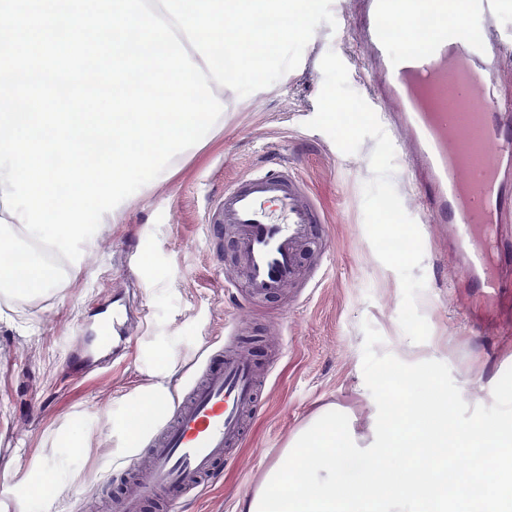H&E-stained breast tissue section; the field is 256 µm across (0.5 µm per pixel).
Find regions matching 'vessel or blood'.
<instances>
[{
	"mask_svg": "<svg viewBox=\"0 0 512 512\" xmlns=\"http://www.w3.org/2000/svg\"><path fill=\"white\" fill-rule=\"evenodd\" d=\"M511 9L512 0H366L368 70L393 100L399 162L417 184V204L466 247L460 281L491 300L503 287L491 272L505 251L499 227L512 222V197L501 179L503 166L512 165V100L494 94L499 60L512 47L497 19ZM474 16L483 18L486 38L471 37ZM412 21L426 37L404 35ZM325 222L306 181L283 164L225 183L205 218L209 237L235 231L254 299L298 283L301 247ZM259 402L255 357L209 352L181 398L155 400L163 424L146 440L144 464L115 512H140L158 497L168 512H181L184 498L244 438V418Z\"/></svg>",
	"mask_w": 512,
	"mask_h": 512,
	"instance_id": "vessel-or-blood-1",
	"label": "vessel or blood"
}]
</instances>
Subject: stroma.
<instances>
[{
  "instance_id": "1",
  "label": "stroma",
  "mask_w": 512,
  "mask_h": 512,
  "mask_svg": "<svg viewBox=\"0 0 512 512\" xmlns=\"http://www.w3.org/2000/svg\"><path fill=\"white\" fill-rule=\"evenodd\" d=\"M342 10L343 25L320 24L299 66L273 85L245 97L215 88L224 101L223 128L103 216L83 245L76 277L34 297L0 296V480L29 486L28 512H86L71 491L97 482L105 497L98 512H108L107 498L122 491L160 422L148 401L151 386L179 390L207 349L229 345L233 321L243 344L263 358L261 408L242 444L230 448L222 479L205 485L182 512H238L321 407L351 414L336 437L340 447L373 443L377 407L362 372L363 322L383 337L377 354L444 362L469 406L492 405L494 385L512 367V310L491 308L476 290L454 286L459 256L448 230L419 211L415 185L398 168L391 180L423 239V261L413 273L426 281L417 307L431 330L429 341H410L398 322L399 277L379 261L364 226L363 185L372 177L376 141L365 138L346 154L305 126L317 111L327 51L346 65L351 88L368 92L351 32L352 0H343ZM272 156L288 162L325 208L330 249L303 250L311 276L305 288L251 304L243 292L220 288L238 252L231 236L208 241L205 212L227 180ZM118 298L131 306L128 353L87 376L75 374L69 353L79 323ZM20 419L29 422L21 437L14 430ZM49 462L52 492L39 480Z\"/></svg>"
}]
</instances>
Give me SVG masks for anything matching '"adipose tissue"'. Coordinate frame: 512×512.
<instances>
[{
    "label": "adipose tissue",
    "mask_w": 512,
    "mask_h": 512,
    "mask_svg": "<svg viewBox=\"0 0 512 512\" xmlns=\"http://www.w3.org/2000/svg\"><path fill=\"white\" fill-rule=\"evenodd\" d=\"M344 413L320 410L288 442V464H274L260 487L243 500L240 512H336V492L364 485L370 470L347 449L337 447Z\"/></svg>",
    "instance_id": "obj_1"
}]
</instances>
